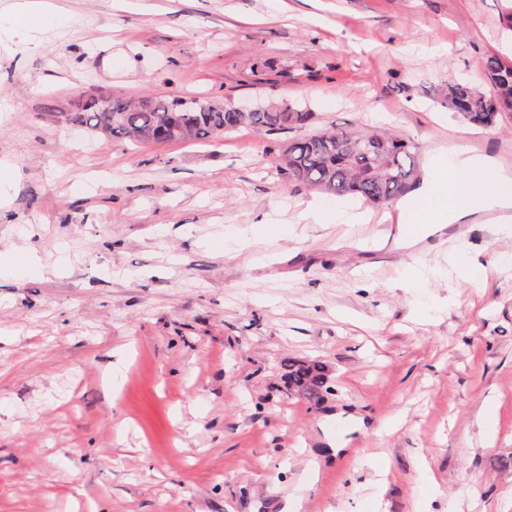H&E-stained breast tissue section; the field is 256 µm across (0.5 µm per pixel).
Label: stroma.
Segmentation results:
<instances>
[{"label":"stroma","instance_id":"stroma-1","mask_svg":"<svg viewBox=\"0 0 512 512\" xmlns=\"http://www.w3.org/2000/svg\"><path fill=\"white\" fill-rule=\"evenodd\" d=\"M0 0V512H505L512 235L401 243L326 223L282 142L387 128L424 168L456 142L512 166V114L441 91L512 61V0ZM277 102L264 135L132 146L71 124L91 100ZM280 227L268 235L259 220ZM493 277L472 285L459 244ZM288 358L326 362L312 405Z\"/></svg>","mask_w":512,"mask_h":512}]
</instances>
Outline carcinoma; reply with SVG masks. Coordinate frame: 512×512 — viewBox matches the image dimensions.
<instances>
[{
    "label": "carcinoma",
    "mask_w": 512,
    "mask_h": 512,
    "mask_svg": "<svg viewBox=\"0 0 512 512\" xmlns=\"http://www.w3.org/2000/svg\"><path fill=\"white\" fill-rule=\"evenodd\" d=\"M482 76L490 93L463 78L448 86L446 100L451 111L487 127L502 113L512 111V66L492 54L484 60ZM127 106L123 99H112V111L121 114V119L112 121L109 113L96 111L90 103L74 113L71 121L136 146L154 138L206 142L242 128L273 134L288 129L290 120L308 119L307 113L286 108L238 112L230 104L198 98L150 99L138 112L127 111ZM289 145L288 151L279 148V171L336 198L388 205L406 192L415 173L411 145L388 134L325 130ZM283 381L288 391L317 405L327 392V366L290 358L284 363Z\"/></svg>",
    "instance_id": "1"
}]
</instances>
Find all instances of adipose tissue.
I'll use <instances>...</instances> for the list:
<instances>
[{
    "label": "adipose tissue",
    "instance_id": "ef3b65f1",
    "mask_svg": "<svg viewBox=\"0 0 512 512\" xmlns=\"http://www.w3.org/2000/svg\"><path fill=\"white\" fill-rule=\"evenodd\" d=\"M398 207L423 236L443 224L475 223L482 213L505 227L512 223V170L461 149L447 157L434 153L419 187Z\"/></svg>",
    "mask_w": 512,
    "mask_h": 512
}]
</instances>
